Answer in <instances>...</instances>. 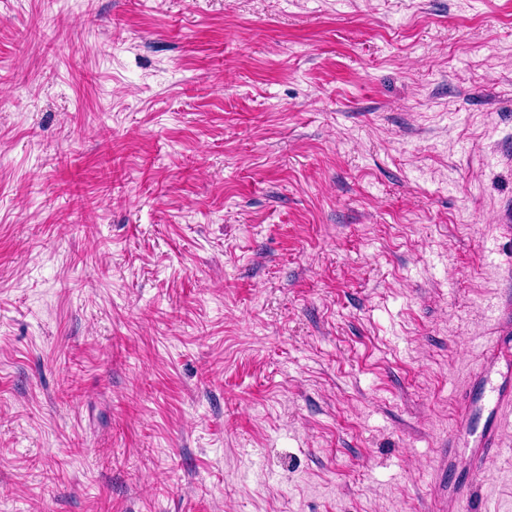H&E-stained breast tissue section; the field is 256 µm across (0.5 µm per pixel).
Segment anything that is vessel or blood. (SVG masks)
<instances>
[{
	"label": "vessel or blood",
	"instance_id": "obj_1",
	"mask_svg": "<svg viewBox=\"0 0 512 512\" xmlns=\"http://www.w3.org/2000/svg\"><path fill=\"white\" fill-rule=\"evenodd\" d=\"M503 348L502 340L486 344L479 364L462 375V419L448 437L449 448L468 451L469 477L455 484L441 500L444 512H473L472 495L476 479L486 460L500 449V435L512 423V382L492 377L494 364Z\"/></svg>",
	"mask_w": 512,
	"mask_h": 512
}]
</instances>
